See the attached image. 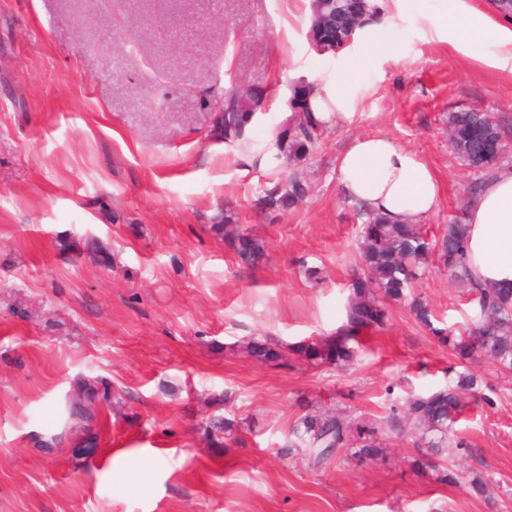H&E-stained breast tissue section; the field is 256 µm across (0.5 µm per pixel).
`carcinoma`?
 Wrapping results in <instances>:
<instances>
[{"instance_id":"obj_1","label":"carcinoma","mask_w":512,"mask_h":512,"mask_svg":"<svg viewBox=\"0 0 512 512\" xmlns=\"http://www.w3.org/2000/svg\"><path fill=\"white\" fill-rule=\"evenodd\" d=\"M351 0H337L326 10V27L336 30V42L349 35L351 28H361L363 20L352 21ZM261 110L260 100L239 91L229 93L219 107L213 136L233 145L243 140L254 115ZM450 146L465 165L476 163V171L485 170L499 158L475 159L476 150L470 132L485 126L503 138L496 119L486 112L448 113L446 118ZM325 129L309 113L299 120L289 116L277 132L276 160L301 163L311 154ZM308 194V186L294 177L286 186L277 185L264 192L262 202L269 209L290 208ZM212 236L227 242L240 264L256 267L267 258L264 241L251 233L232 215L220 211L209 225ZM467 225L460 220L446 224L435 238L419 224H388L379 216H368L361 229L360 263L363 277L352 284L344 307V319L336 332L314 341L283 346L271 337L252 339L245 353L263 363L277 362L284 354L294 352L306 360L338 367L352 364L361 353L360 333L386 326L388 305L406 303L415 320L440 343L452 342L456 354L468 359L481 353L498 370L512 372V287L469 288L477 307L455 339L453 329L435 325L432 308L422 297L411 293L429 261L436 260L448 272V278L470 284L467 269ZM112 407L120 403L119 394H110L103 381L86 376L74 379L67 397L68 431L75 436L89 435L100 414V400ZM478 409L494 405L493 399L479 391L477 380L468 371L457 373L447 385L430 392L414 393L404 402L405 416L393 412L384 421L356 416L336 405L319 400L305 404L307 413L292 430L290 448H304L313 462L321 465L334 455L342 454L359 464L384 458V435L387 429L411 425L417 447L436 455L448 447L466 448L467 442L457 434L456 425L468 406ZM207 433L214 443L219 439L241 442L238 422L224 418L210 423Z\"/></svg>"}]
</instances>
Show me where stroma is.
I'll use <instances>...</instances> for the list:
<instances>
[{"label": "stroma", "mask_w": 512, "mask_h": 512, "mask_svg": "<svg viewBox=\"0 0 512 512\" xmlns=\"http://www.w3.org/2000/svg\"><path fill=\"white\" fill-rule=\"evenodd\" d=\"M308 15L307 0H0V512H512V373L479 355L468 368L494 405L467 413L468 447L436 468L414 466L407 433L361 465L318 467L287 447L304 401L332 397L382 420L447 384L452 346L407 305L365 333L351 366L263 364L243 351L254 336L292 345L341 325L364 222L336 184L351 138L381 133L431 164L442 196L423 226L434 235L482 179L451 151L448 112L491 113L512 165V73L459 56L412 12L384 31L397 58L358 40L320 54ZM345 65L359 86L352 122L305 163L274 165L267 149L291 85ZM233 88L263 100L241 148L212 134ZM294 176L311 187L305 201L260 207ZM223 207L266 242L258 267L208 233ZM88 238L110 266L68 260L66 245ZM414 291L447 326L473 308L435 264ZM80 375L122 403L103 410L95 445L52 443ZM224 416L243 443L206 439L203 424ZM444 469L457 483L440 481ZM477 475L482 496L468 486Z\"/></svg>", "instance_id": "stroma-1"}]
</instances>
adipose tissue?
I'll return each mask as SVG.
<instances>
[{"mask_svg":"<svg viewBox=\"0 0 512 512\" xmlns=\"http://www.w3.org/2000/svg\"><path fill=\"white\" fill-rule=\"evenodd\" d=\"M437 28L461 56L512 71V27L476 10L471 0H439ZM305 109L324 128L350 123L356 89L347 72L312 74ZM337 181L350 201L391 224H418L433 214L441 189L433 168L415 151L383 134L351 139L337 158ZM467 253L480 288L512 285V166L496 169L468 204Z\"/></svg>","mask_w":512,"mask_h":512,"instance_id":"ef3b65f1","label":"adipose tissue"}]
</instances>
